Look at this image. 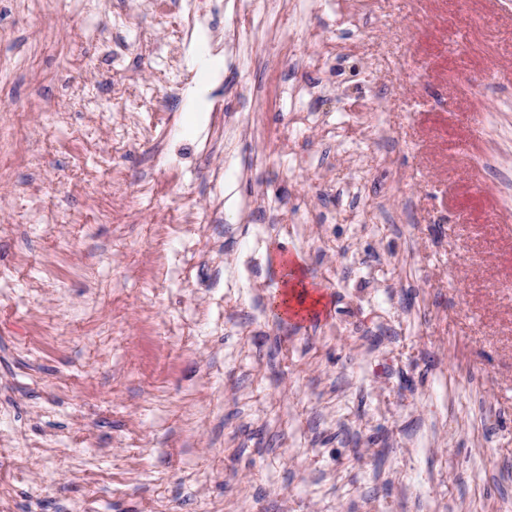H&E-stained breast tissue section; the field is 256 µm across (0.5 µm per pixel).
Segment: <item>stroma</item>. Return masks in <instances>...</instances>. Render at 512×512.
Returning <instances> with one entry per match:
<instances>
[{"instance_id": "35a3bbf8", "label": "stroma", "mask_w": 512, "mask_h": 512, "mask_svg": "<svg viewBox=\"0 0 512 512\" xmlns=\"http://www.w3.org/2000/svg\"><path fill=\"white\" fill-rule=\"evenodd\" d=\"M375 2L342 46L338 0H224L253 81L330 51L271 112L180 0H0L12 512H512V0ZM277 248L319 318L271 313Z\"/></svg>"}]
</instances>
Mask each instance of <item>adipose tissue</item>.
<instances>
[{
    "label": "adipose tissue",
    "instance_id": "1",
    "mask_svg": "<svg viewBox=\"0 0 512 512\" xmlns=\"http://www.w3.org/2000/svg\"><path fill=\"white\" fill-rule=\"evenodd\" d=\"M275 263L282 273L272 292V304L279 317L303 320L324 310L325 292L306 277L299 254H276Z\"/></svg>",
    "mask_w": 512,
    "mask_h": 512
}]
</instances>
